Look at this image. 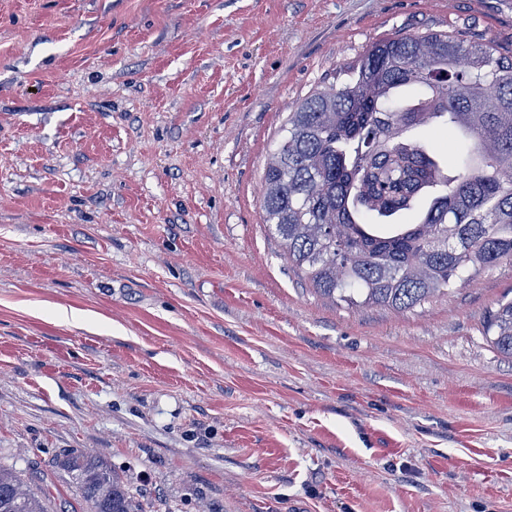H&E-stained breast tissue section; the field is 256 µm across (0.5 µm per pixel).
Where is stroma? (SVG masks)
<instances>
[{"label":"stroma","mask_w":512,"mask_h":512,"mask_svg":"<svg viewBox=\"0 0 512 512\" xmlns=\"http://www.w3.org/2000/svg\"><path fill=\"white\" fill-rule=\"evenodd\" d=\"M512 0H0V461L102 455L172 512H512V262L405 312L262 222L288 112L397 32ZM484 334L493 349L512 358V299L499 301L489 312Z\"/></svg>","instance_id":"35a3bbf8"}]
</instances>
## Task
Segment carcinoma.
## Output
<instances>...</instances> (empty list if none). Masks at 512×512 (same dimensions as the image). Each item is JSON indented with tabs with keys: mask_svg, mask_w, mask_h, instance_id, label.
<instances>
[{
	"mask_svg": "<svg viewBox=\"0 0 512 512\" xmlns=\"http://www.w3.org/2000/svg\"><path fill=\"white\" fill-rule=\"evenodd\" d=\"M341 85L301 101L263 172L262 221L320 295L405 311L512 262V51L462 31L396 33L371 43ZM459 131L444 172L411 132ZM486 340L512 358V299L490 311ZM54 468L74 512H145L124 476L68 451ZM37 466H0V512H48Z\"/></svg>",
	"mask_w": 512,
	"mask_h": 512,
	"instance_id": "cac0c4a2",
	"label": "carcinoma"
}]
</instances>
